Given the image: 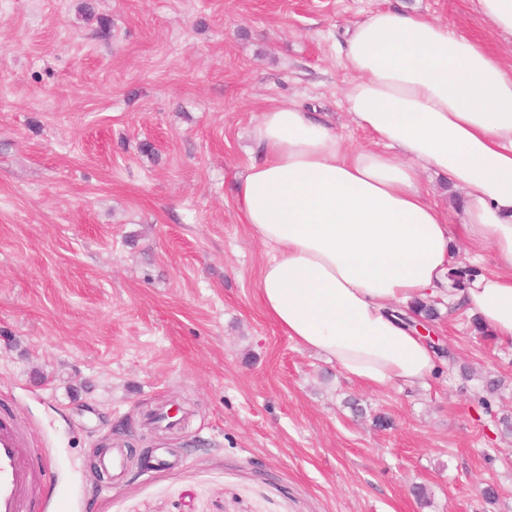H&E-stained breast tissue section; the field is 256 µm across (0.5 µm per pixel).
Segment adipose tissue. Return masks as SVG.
<instances>
[{
	"mask_svg": "<svg viewBox=\"0 0 512 512\" xmlns=\"http://www.w3.org/2000/svg\"><path fill=\"white\" fill-rule=\"evenodd\" d=\"M343 96L371 148H348L328 116L293 103L250 129L257 153L237 184L252 235L272 249L266 315L299 346L373 390L424 386L438 352L399 316L446 294L458 252H493L454 303L512 344V68L437 20L381 8L346 32ZM448 177L441 209L421 175Z\"/></svg>",
	"mask_w": 512,
	"mask_h": 512,
	"instance_id": "ef3b65f1",
	"label": "adipose tissue"
}]
</instances>
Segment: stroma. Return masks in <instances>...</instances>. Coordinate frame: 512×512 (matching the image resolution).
<instances>
[{"mask_svg": "<svg viewBox=\"0 0 512 512\" xmlns=\"http://www.w3.org/2000/svg\"><path fill=\"white\" fill-rule=\"evenodd\" d=\"M391 6L512 64L472 0H0V412L39 512H512V348L439 298L454 370L376 392L257 300L249 130L289 99L371 145L338 46Z\"/></svg>", "mask_w": 512, "mask_h": 512, "instance_id": "obj_1", "label": "stroma"}]
</instances>
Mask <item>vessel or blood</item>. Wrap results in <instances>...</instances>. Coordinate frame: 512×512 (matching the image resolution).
Listing matches in <instances>:
<instances>
[{"mask_svg": "<svg viewBox=\"0 0 512 512\" xmlns=\"http://www.w3.org/2000/svg\"><path fill=\"white\" fill-rule=\"evenodd\" d=\"M34 472L23 435L0 421V512H29Z\"/></svg>", "mask_w": 512, "mask_h": 512, "instance_id": "1", "label": "vessel or blood"}]
</instances>
